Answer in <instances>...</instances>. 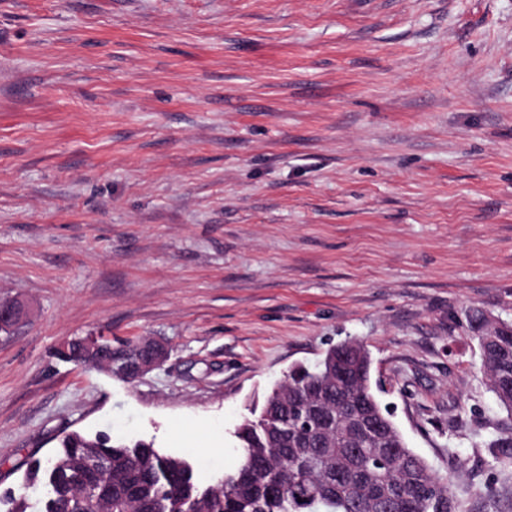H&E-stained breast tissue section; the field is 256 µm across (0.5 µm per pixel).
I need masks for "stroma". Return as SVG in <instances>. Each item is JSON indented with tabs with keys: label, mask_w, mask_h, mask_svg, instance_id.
I'll return each mask as SVG.
<instances>
[{
	"label": "stroma",
	"mask_w": 512,
	"mask_h": 512,
	"mask_svg": "<svg viewBox=\"0 0 512 512\" xmlns=\"http://www.w3.org/2000/svg\"><path fill=\"white\" fill-rule=\"evenodd\" d=\"M0 493L77 430L201 485L352 340L459 512H512L469 316L512 323V0H0ZM163 340L136 380L63 362Z\"/></svg>",
	"instance_id": "obj_1"
}]
</instances>
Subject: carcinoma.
Masks as SVG:
<instances>
[{
	"mask_svg": "<svg viewBox=\"0 0 512 512\" xmlns=\"http://www.w3.org/2000/svg\"><path fill=\"white\" fill-rule=\"evenodd\" d=\"M470 323L489 390L512 416V324L478 311ZM371 365L347 341L290 369L237 429L238 466L212 485L151 443L80 433L34 462L27 481H44L41 512H457L449 480L408 448L372 392ZM92 474L95 509L83 487Z\"/></svg>",
	"mask_w": 512,
	"mask_h": 512,
	"instance_id": "carcinoma-1",
	"label": "carcinoma"
}]
</instances>
